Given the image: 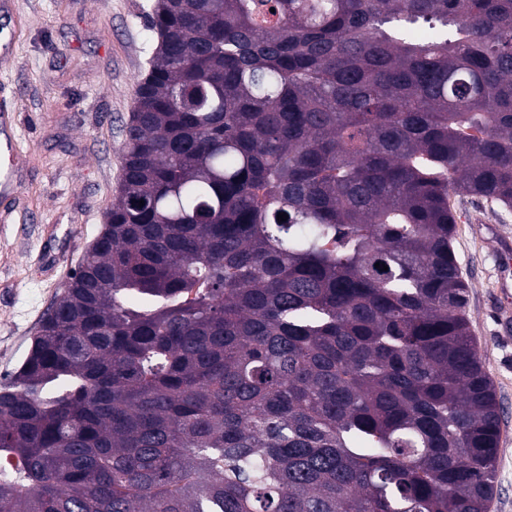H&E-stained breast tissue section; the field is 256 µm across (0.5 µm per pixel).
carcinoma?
Segmentation results:
<instances>
[{"label": "carcinoma", "mask_w": 512, "mask_h": 512, "mask_svg": "<svg viewBox=\"0 0 512 512\" xmlns=\"http://www.w3.org/2000/svg\"><path fill=\"white\" fill-rule=\"evenodd\" d=\"M150 24L106 242L0 384V512H486L449 200L512 207V0Z\"/></svg>", "instance_id": "1"}]
</instances>
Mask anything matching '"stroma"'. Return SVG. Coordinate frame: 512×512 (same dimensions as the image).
I'll return each instance as SVG.
<instances>
[{
	"mask_svg": "<svg viewBox=\"0 0 512 512\" xmlns=\"http://www.w3.org/2000/svg\"><path fill=\"white\" fill-rule=\"evenodd\" d=\"M154 0H0V58L22 151L20 206L0 202V382L28 353L43 314L100 233L122 173L124 128L156 36ZM453 249L468 284L467 317L500 406L487 512H512V335L499 332L500 259L490 231L512 237V209L455 197Z\"/></svg>",
	"mask_w": 512,
	"mask_h": 512,
	"instance_id": "1",
	"label": "stroma"
}]
</instances>
